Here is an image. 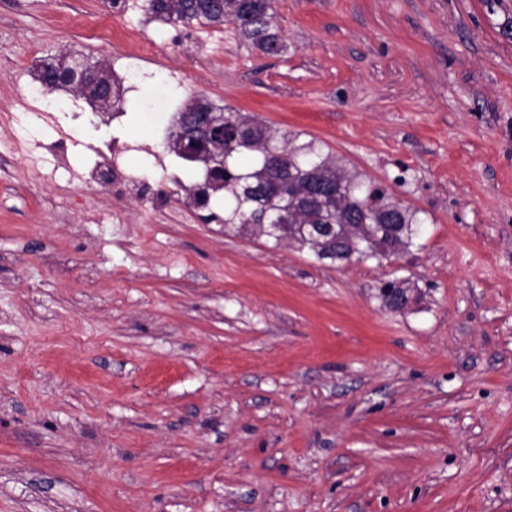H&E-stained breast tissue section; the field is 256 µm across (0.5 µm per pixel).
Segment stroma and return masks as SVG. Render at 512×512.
Instances as JSON below:
<instances>
[{
	"label": "stroma",
	"instance_id": "stroma-1",
	"mask_svg": "<svg viewBox=\"0 0 512 512\" xmlns=\"http://www.w3.org/2000/svg\"><path fill=\"white\" fill-rule=\"evenodd\" d=\"M274 7L281 55L144 0H0V512H512V0ZM60 53L131 70L124 116L33 121L15 60ZM196 94L326 142L425 235L338 266L175 219ZM114 137L137 197L85 182Z\"/></svg>",
	"mask_w": 512,
	"mask_h": 512
}]
</instances>
